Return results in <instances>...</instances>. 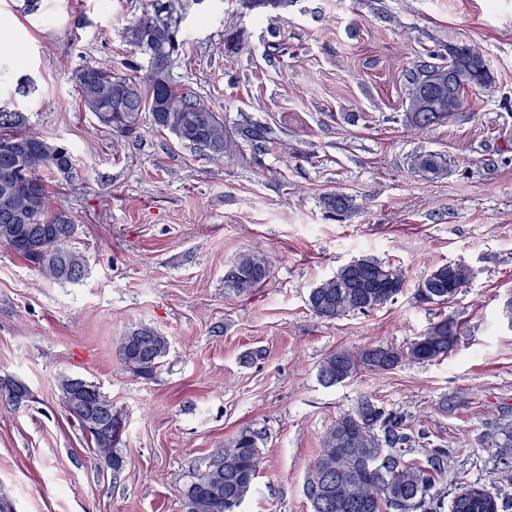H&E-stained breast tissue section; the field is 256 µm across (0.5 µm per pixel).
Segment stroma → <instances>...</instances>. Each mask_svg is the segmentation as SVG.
<instances>
[{
	"label": "stroma",
	"mask_w": 512,
	"mask_h": 512,
	"mask_svg": "<svg viewBox=\"0 0 512 512\" xmlns=\"http://www.w3.org/2000/svg\"><path fill=\"white\" fill-rule=\"evenodd\" d=\"M169 7L183 42L173 79L228 129L264 123L276 142L212 161L147 124L115 133L81 104L74 70L126 72L141 59L126 27ZM0 13L12 22L0 106L71 150L72 172L48 185L77 226L71 248L89 258L81 281L58 284L0 245V378L30 390L0 405V497L14 512H181L191 475L245 425L261 435L263 467L240 512H311L323 436L363 395L452 448L444 485L464 470L512 495L491 462L512 428V0H290L273 19L242 0H0ZM229 30L244 34L238 52L224 48ZM455 43L481 52L492 85L448 122L406 126V71ZM420 152L444 156L447 175L413 169ZM330 191L353 198L342 218L322 206ZM244 253L272 264L249 296L224 283ZM360 255L398 265L402 293L366 315L313 314L310 289ZM448 262L472 269L467 287L448 304L416 302ZM449 316L461 334L445 358L317 380L332 350L401 348ZM145 326L170 341L149 380L118 359ZM68 378L96 384L122 419L120 473L95 464L66 415Z\"/></svg>",
	"instance_id": "stroma-1"
}]
</instances>
